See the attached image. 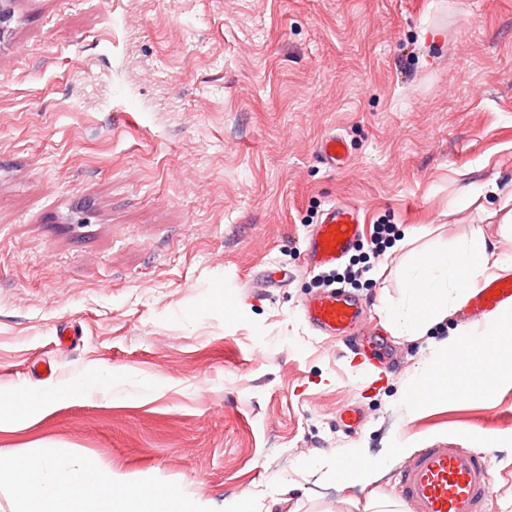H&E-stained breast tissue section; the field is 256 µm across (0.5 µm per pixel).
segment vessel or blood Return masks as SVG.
I'll use <instances>...</instances> for the list:
<instances>
[{
  "mask_svg": "<svg viewBox=\"0 0 512 512\" xmlns=\"http://www.w3.org/2000/svg\"><path fill=\"white\" fill-rule=\"evenodd\" d=\"M318 152L331 166L344 164L346 142L336 133L324 137ZM357 207L334 204L312 230L306 244L311 266L332 267L342 261L361 236ZM512 302V278L492 279L472 297L475 312L489 314ZM310 327L331 339L346 340L363 313L362 303L333 288L311 296L303 306ZM399 491L412 512H489L493 474L480 454L457 448L428 447L406 457L397 474Z\"/></svg>",
  "mask_w": 512,
  "mask_h": 512,
  "instance_id": "b4317fda",
  "label": "vessel or blood"
}]
</instances>
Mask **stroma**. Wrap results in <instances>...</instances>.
I'll use <instances>...</instances> for the list:
<instances>
[{
    "label": "stroma",
    "instance_id": "stroma-1",
    "mask_svg": "<svg viewBox=\"0 0 512 512\" xmlns=\"http://www.w3.org/2000/svg\"><path fill=\"white\" fill-rule=\"evenodd\" d=\"M0 42V454L79 458L212 512H339L314 464L482 453L512 512V385L397 405L463 305L396 336L402 266L512 195V0H16ZM342 135L349 159L320 162ZM499 192L462 203L467 185ZM349 202L360 353L318 336L307 237ZM421 236L372 253L374 224ZM263 271L278 283L254 287ZM108 375V396L87 393ZM318 152L323 160L333 168H336V165L344 164L348 159L346 142L341 135L336 133H331L321 140ZM22 400L31 401L29 404L47 407L50 404V398L43 393L32 391H18L9 399L0 398V425L4 422H13L19 419L18 404Z\"/></svg>",
    "mask_w": 512,
    "mask_h": 512
}]
</instances>
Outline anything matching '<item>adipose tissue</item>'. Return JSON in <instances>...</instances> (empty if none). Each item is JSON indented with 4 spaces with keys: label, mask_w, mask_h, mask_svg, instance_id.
I'll use <instances>...</instances> for the list:
<instances>
[{
    "label": "adipose tissue",
    "mask_w": 512,
    "mask_h": 512,
    "mask_svg": "<svg viewBox=\"0 0 512 512\" xmlns=\"http://www.w3.org/2000/svg\"><path fill=\"white\" fill-rule=\"evenodd\" d=\"M512 269V232L488 245L474 231L455 251L420 254L404 271L407 303L402 310L383 307L388 327L399 336H421L496 272ZM481 386L512 383V305L501 307L483 322L460 329L455 337L433 346L428 368L412 375L398 404L407 414L460 395L449 375ZM408 449L398 455L408 456ZM395 455V456H398ZM395 456L369 458L363 451L343 460L323 461L326 480L345 490L350 512H406L403 503L383 498L374 486ZM9 490L22 512H209L205 503L187 502L172 492L144 490L111 471L78 465L65 471L48 456H0V490Z\"/></svg>",
    "instance_id": "ef3b65f1"
}]
</instances>
